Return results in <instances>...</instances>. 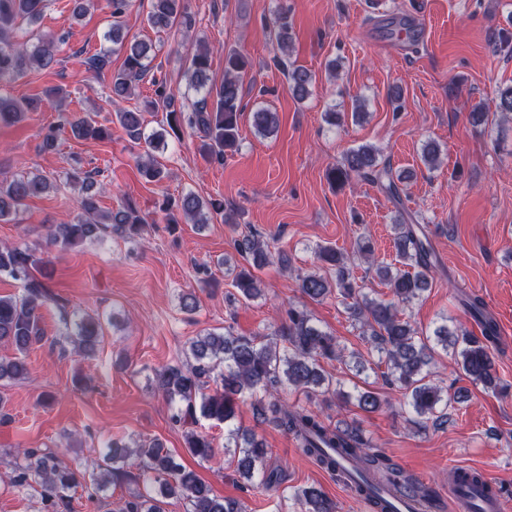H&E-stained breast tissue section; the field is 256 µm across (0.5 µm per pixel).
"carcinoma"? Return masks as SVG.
I'll use <instances>...</instances> for the list:
<instances>
[{
    "label": "carcinoma",
    "instance_id": "cac0c4a2",
    "mask_svg": "<svg viewBox=\"0 0 512 512\" xmlns=\"http://www.w3.org/2000/svg\"><path fill=\"white\" fill-rule=\"evenodd\" d=\"M45 6L46 0H0V87L17 81L31 69L47 68L54 62L60 40L40 37L36 43H30L33 35L30 26L41 19ZM130 6L131 0H106L112 26L104 33V40L114 48L102 49L86 61L94 75H110L115 102L131 95L135 83L151 72L155 58L151 44L125 41L120 18ZM146 22L158 32L182 33L192 27L193 18L184 0H150ZM24 24L28 28H22ZM269 37L281 51L274 61L284 71L289 91L299 100L307 98L315 75L288 61L286 50L292 42V23L287 12H274ZM116 51L123 53L124 60L121 68L114 71L112 54ZM251 68L252 60L247 55L237 50L225 52L224 80L214 88L209 85L211 51L201 46L189 58L186 70L187 91L199 96L191 110L175 109L174 95L164 82L155 79V98L148 101L147 107L154 112L159 109L165 112L161 130L146 134L144 112L140 109L116 112V121L127 136L137 144H145L139 170L146 181L159 182L166 176L153 153L165 149L168 133L177 138L186 129L200 134L202 150L217 162L239 149V121L245 111L242 78ZM39 103L34 98L17 100L0 95V124L19 123ZM251 119L255 130L263 135L274 133L279 126L277 113L267 109L254 110ZM62 126L70 127L78 138L104 140L111 136L106 126L90 117H66ZM439 153L436 144L427 142L421 147L420 160L433 169ZM354 178L376 185L388 198L398 202L405 193L401 184L411 179V175L393 174L376 148L362 145L350 149L340 164L326 171V179L335 186H343ZM104 179L102 170L84 177L79 201L81 216L74 224L54 225L49 234L51 245L68 249L87 240L101 241L114 230L128 238L141 234L147 220L134 203L129 201L115 211L101 209L99 194ZM50 188L52 184L40 176L0 181V221L10 220L28 199ZM159 209L171 224L178 223L181 216L204 225L212 216L224 212V203L186 193L164 197ZM393 229L399 267L376 260L370 239L364 238L358 244V253L371 260L376 276L390 289L393 300L368 298L345 257L332 247H321L316 252L327 272L298 277L297 288L316 302L333 294L341 297L354 319L370 330L372 344L384 357L392 381L407 397L416 422L436 423L448 418V408L465 402L466 396L459 390L451 394L430 379V373L425 370L431 361L430 343L452 349L457 364L469 379L486 388H495L499 382L494 362L499 340L497 322L477 294L464 296L461 303L481 325L480 338L446 324L428 335L399 317L396 303L406 304L419 298L429 287L439 261L424 227L413 217H401ZM235 248L247 265L234 272L232 286L236 293L229 295L231 302L254 300L262 295V282L254 270L273 262L288 268V255L281 250L272 251L270 243L259 234L243 236L235 241ZM40 262L41 258L30 248L0 246V274L18 282L22 288L18 296H0V343L18 352L17 356L0 361V379L24 378L27 366L21 355L46 339L40 310L53 297L46 284L33 274ZM60 319L62 330L56 343L62 347L70 344L78 352L92 354L103 335L101 320L63 305ZM275 335L284 340L283 347L259 336H236L228 329L206 331L195 337L185 352L186 360L170 364L155 374L156 390L168 403H178L172 420L194 425L200 415L224 424V448L238 451L237 471L249 480L260 477V485L268 487L275 482V476L263 470L269 454L265 442L254 432L234 425L239 405L248 395L253 398L257 418L291 435L300 451L326 470L343 474L341 462H351L355 488L371 505L372 512H389L388 489L373 478L374 471L390 468L388 458L373 453L359 434L338 424L332 426L311 407L288 404L278 396L279 389L285 386L308 396L332 390V377L323 369L321 360L343 361L336 337L315 326L306 310L295 307L288 309L287 318ZM211 383L215 389L210 392ZM355 401L365 412H375L383 406L379 395L370 390L358 392ZM185 445L201 462L216 454L214 439L193 428L185 433ZM21 455L15 463L13 486L36 491L44 508L51 512L69 509L71 492L84 475L51 448H25ZM130 455L149 475L151 488L124 502L120 512H162L164 501L171 498L185 501L187 512H243L239 501L215 497L207 483L177 463L159 442L136 441ZM123 460L124 446L112 444V449L103 455L105 468L94 478L97 489L111 483L117 472L115 464ZM294 498L302 505L301 512H336V505L318 488L299 489Z\"/></svg>",
    "mask_w": 512,
    "mask_h": 512
}]
</instances>
